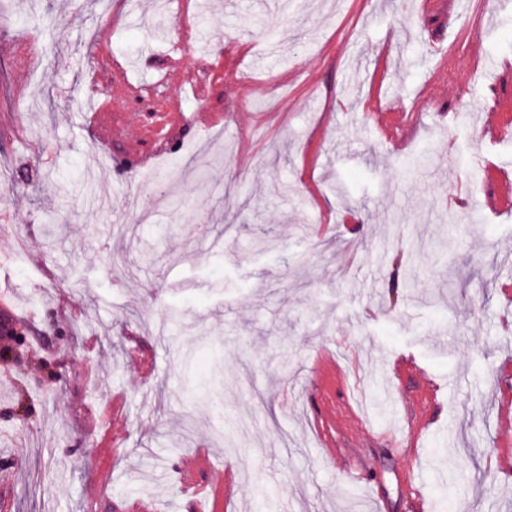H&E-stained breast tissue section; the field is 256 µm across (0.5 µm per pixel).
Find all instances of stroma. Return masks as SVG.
Segmentation results:
<instances>
[{"label": "stroma", "instance_id": "obj_1", "mask_svg": "<svg viewBox=\"0 0 512 512\" xmlns=\"http://www.w3.org/2000/svg\"><path fill=\"white\" fill-rule=\"evenodd\" d=\"M195 3L0 0V502L512 512V0ZM112 71H113V88L115 92L125 98L131 99H146L155 89L158 83L154 82H140L136 85L130 84L123 78L118 68H112V61L110 58L103 59L98 64V72L104 74L106 80L104 81L112 88ZM167 144L161 139H155L150 150H142L138 144H131L127 156L139 168H147L151 159L156 155L166 153Z\"/></svg>", "mask_w": 512, "mask_h": 512}]
</instances>
